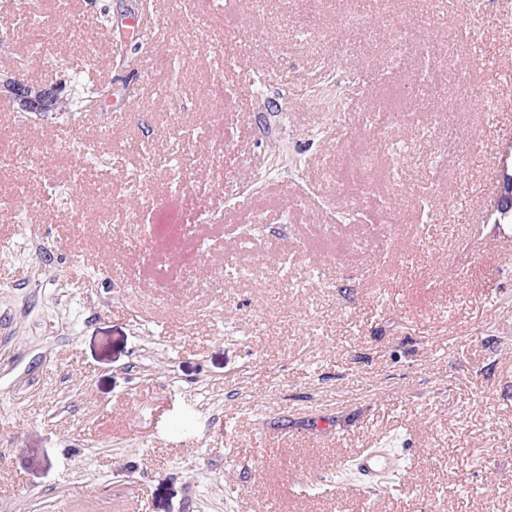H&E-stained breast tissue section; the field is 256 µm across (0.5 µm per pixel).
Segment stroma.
<instances>
[{
  "label": "stroma",
  "instance_id": "stroma-1",
  "mask_svg": "<svg viewBox=\"0 0 512 512\" xmlns=\"http://www.w3.org/2000/svg\"><path fill=\"white\" fill-rule=\"evenodd\" d=\"M179 10L0 0V75L112 86L25 126L0 93V512H512V0ZM400 460L401 456L386 448H367L360 453L357 465L368 487L378 492L386 488L387 477L399 470Z\"/></svg>",
  "mask_w": 512,
  "mask_h": 512
}]
</instances>
